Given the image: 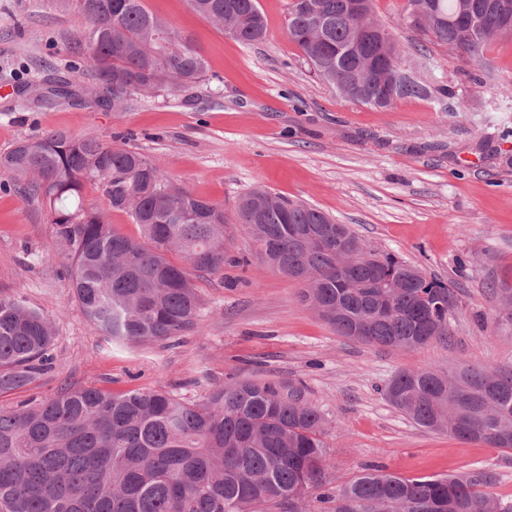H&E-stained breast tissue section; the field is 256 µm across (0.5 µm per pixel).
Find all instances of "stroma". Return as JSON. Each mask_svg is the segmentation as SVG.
<instances>
[{"mask_svg": "<svg viewBox=\"0 0 512 512\" xmlns=\"http://www.w3.org/2000/svg\"><path fill=\"white\" fill-rule=\"evenodd\" d=\"M292 0H259L265 40L244 46L198 16L187 0H145L149 11L190 32L207 70L186 91H163L130 110L79 101L24 106L18 85L50 71L85 84L73 0H0V155L23 138L62 130L94 134L153 158L172 181L233 214L247 191L267 190L349 225L373 249L447 283L451 334L415 350L337 335L305 303L300 281L261 261L240 226L229 249L248 265L194 275L197 327L178 339L119 344L74 301L48 214L13 190L0 170V297L44 312L55 330L52 369L8 403L51 398L61 385L115 393L162 388L198 401L250 379L301 390L327 424V480L340 487L365 466L407 476L483 469L493 494L512 504V451L416 426L384 398L399 371L462 365L512 367V40L492 43L477 68L444 46L421 66V36L407 0H374L398 49L444 100L405 98L387 110L342 97L286 35Z\"/></svg>", "mask_w": 512, "mask_h": 512, "instance_id": "obj_1", "label": "stroma"}]
</instances>
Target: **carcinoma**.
I'll use <instances>...</instances> for the list:
<instances>
[{"label":"carcinoma","instance_id":"1","mask_svg":"<svg viewBox=\"0 0 512 512\" xmlns=\"http://www.w3.org/2000/svg\"><path fill=\"white\" fill-rule=\"evenodd\" d=\"M346 0H312L330 18L319 35L305 0H293L286 34L317 74L346 98L362 99L388 84L404 63L389 28L367 10L346 14ZM438 17L418 10L408 22L424 39L479 66L485 45L512 38L498 14L500 0H436ZM190 9L235 41L265 39L258 0H188ZM87 21L79 52L88 62L85 100L114 112L187 82L197 83L205 59L192 37L150 12L144 0H76ZM134 81L113 91V81ZM26 100L50 106L79 97L67 76L30 79ZM448 95L421 79L406 98ZM14 189L42 197L53 238L83 314L116 342H157L197 326L199 298L191 272L214 273L245 259L228 254L224 211L177 186L149 156L96 137L64 131L23 138L0 156ZM92 184L112 209L141 230L130 238L104 212L84 205ZM235 223L270 267L282 257L288 273L305 275L302 302L337 334L399 350L446 335L448 286L388 253L336 264V252L306 247L297 231H319L333 219L300 202L256 188L240 197ZM181 256L183 264L170 261ZM55 332L42 312L0 297V396L45 374ZM385 391L388 402L417 426L512 450V369L469 365L448 374L402 370ZM326 420L301 393L283 394L251 380L217 387L197 402L161 388L112 393L66 387L39 403L0 405V512H306L305 494L319 491L320 512H512L490 488L484 470L405 477L369 468L337 491L326 489Z\"/></svg>","mask_w":512,"mask_h":512}]
</instances>
